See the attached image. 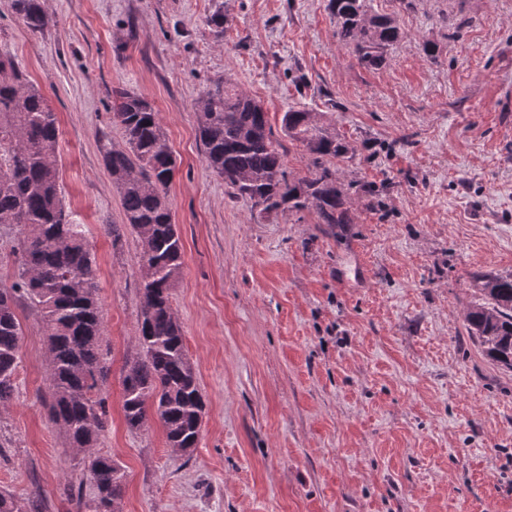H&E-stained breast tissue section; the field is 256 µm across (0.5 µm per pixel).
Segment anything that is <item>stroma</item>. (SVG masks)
Wrapping results in <instances>:
<instances>
[{
  "label": "stroma",
  "mask_w": 512,
  "mask_h": 512,
  "mask_svg": "<svg viewBox=\"0 0 512 512\" xmlns=\"http://www.w3.org/2000/svg\"><path fill=\"white\" fill-rule=\"evenodd\" d=\"M327 0H45L41 34L0 0V51L59 123L65 203L95 256L109 374L98 449L123 512H512V372L469 335L477 272L512 273V0H372L403 39L378 69L336 37ZM224 13L223 29L211 25ZM438 45L436 59L423 51ZM229 80L284 112L329 113L356 150L345 181L383 211L355 223L258 216L207 168L194 103ZM145 95L177 162L184 245L172 303L207 402L190 454L158 419L130 431L122 371L141 313L140 245L103 161L123 146L113 93ZM15 393L0 412V490L72 498L83 465L44 404L42 324L19 303Z\"/></svg>",
  "instance_id": "stroma-1"
}]
</instances>
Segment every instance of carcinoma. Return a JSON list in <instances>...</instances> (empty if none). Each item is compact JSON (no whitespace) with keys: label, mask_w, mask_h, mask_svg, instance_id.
<instances>
[{"label":"carcinoma","mask_w":512,"mask_h":512,"mask_svg":"<svg viewBox=\"0 0 512 512\" xmlns=\"http://www.w3.org/2000/svg\"><path fill=\"white\" fill-rule=\"evenodd\" d=\"M17 19L32 33L50 23L43 0H12ZM338 40L362 64L379 68L387 50L403 38L396 19L372 11L369 0H328ZM206 166L224 177L232 197L264 214L308 212L315 223H354L355 199L371 208L375 191L339 177L337 163L355 157L324 112L291 107L282 131L306 157L301 177L288 174L281 144L267 112L228 81L203 90L195 101ZM112 123L125 147L108 150L104 163L121 196L123 228L141 245V318L137 353L122 378L124 421L139 431L156 415L167 447L188 454L197 446L206 402L185 349L172 289L183 268V243L172 219L168 193L176 162L159 113L146 96L115 94ZM56 113L8 55L0 54V226L15 238L0 242V259L14 258L17 279L0 288V410L9 406L19 363L22 328L19 301L40 316L47 339L48 413L69 447L89 459L90 512H122L125 471L96 451L108 427L101 386L107 374L104 325L95 259L83 225L72 220L62 199ZM480 298L467 310L469 332L486 355L512 371V274L487 272L473 278ZM40 495L17 497L0 491V512H40Z\"/></svg>","instance_id":"1"}]
</instances>
